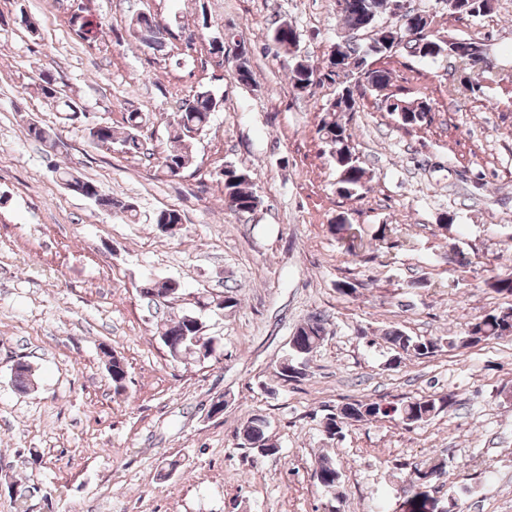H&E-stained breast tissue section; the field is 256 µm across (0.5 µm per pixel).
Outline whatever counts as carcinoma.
I'll list each match as a JSON object with an SVG mask.
<instances>
[{
	"instance_id": "1",
	"label": "carcinoma",
	"mask_w": 512,
	"mask_h": 512,
	"mask_svg": "<svg viewBox=\"0 0 512 512\" xmlns=\"http://www.w3.org/2000/svg\"><path fill=\"white\" fill-rule=\"evenodd\" d=\"M392 0H348V7L340 15L342 25L349 30H357L369 34L368 41L358 39H342L331 51L329 62L325 68L329 72L324 79L335 82L331 69L344 73V81L336 82V95L322 106L325 116L321 118L318 133L327 145L331 146L332 157L339 172V192L352 197L362 188L367 180L366 170L354 158L349 145L346 128L336 121V114L355 111L356 97L368 92L380 96L381 105L386 111L397 115L401 125L414 127L425 122L426 113L431 111L430 103L421 100H407L390 91L391 73L384 67L375 66L394 56L391 47L399 35L396 24L385 27L378 25L381 15L391 11ZM444 9L450 16L467 15L483 16L494 8V0H442ZM422 21L419 29L420 38L412 43L413 53L421 58L431 60L449 56L456 38L437 36L429 33L432 20L429 17H418ZM73 31L78 38L87 42H95L103 34V26L90 13L75 14L71 17ZM132 36L143 46L155 52H161L166 46V37L161 35L162 27L150 13H138L131 20ZM275 46L291 57L292 68L289 80L293 88L306 90L315 84L317 68L294 56L299 37L294 27L286 22L280 23L274 30ZM38 94L50 100L65 113V119L77 120L75 107L77 102L70 97H62L56 81L50 74L40 77L37 86ZM218 101L208 91H198L192 98L185 99L176 111L164 119L167 138L173 143V149L163 157L162 165L172 176L190 167L195 157L196 136L208 126L212 112L216 110ZM146 120L138 112L127 113L124 121L123 136H115L112 126H106L97 132H88L91 143L98 148L112 147L117 144L128 154L151 157L150 148L143 142L140 129ZM27 135L33 141L52 149L59 142L55 130L45 124L27 126ZM55 173L59 180H79L81 190L86 195L95 197L94 203L109 211H120L132 214L133 209L126 203L102 193L99 188L85 180L69 168L56 167ZM224 203L228 209L237 214H248L261 203L260 197L252 189L249 176L245 171L234 166L224 169ZM173 289V282L150 281L140 288V296L147 303L156 307L161 300L168 297ZM512 336V308L492 310L469 323L464 335L445 340L441 337L411 336L407 332L393 328L386 332V342L392 352L390 362L398 364L403 358L413 356L427 358L444 347L450 349L476 345L490 338ZM326 338V327L322 319L313 316L296 327L293 340L288 344V351L279 362L277 373L281 380L288 382L305 375L308 356L321 347ZM161 341L168 356L175 362H198L208 358L212 351L214 339L203 335L202 326L192 320V315L184 314L170 318L163 323ZM109 370L114 391L125 390L128 375L127 366L120 357L110 356ZM15 387L26 392L34 387L35 373L30 363L18 362L11 368ZM452 405V395L424 396L393 404H382L376 401L348 402L336 413L324 417V429L331 439L342 432L341 424L345 422H362L379 417L399 419L405 424L427 422ZM266 419L256 416L252 418L243 431V438L248 443L260 445L258 452L274 454L277 446L269 442L266 436ZM313 476L317 483L330 493L336 492L340 484V473L333 462L323 456L317 460Z\"/></svg>"
}]
</instances>
